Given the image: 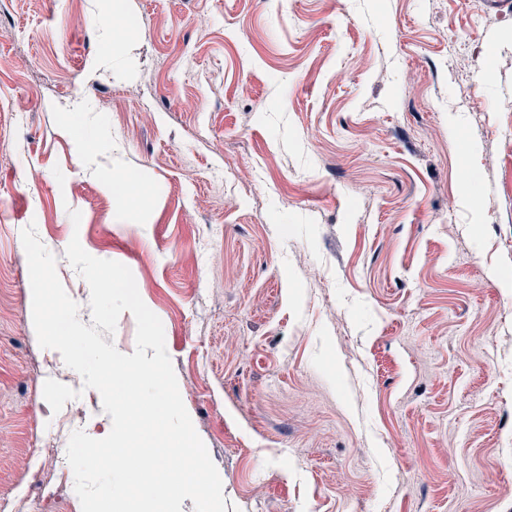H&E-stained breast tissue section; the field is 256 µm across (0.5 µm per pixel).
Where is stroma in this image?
Here are the masks:
<instances>
[{
	"instance_id": "obj_1",
	"label": "stroma",
	"mask_w": 512,
	"mask_h": 512,
	"mask_svg": "<svg viewBox=\"0 0 512 512\" xmlns=\"http://www.w3.org/2000/svg\"><path fill=\"white\" fill-rule=\"evenodd\" d=\"M122 5L116 54L90 0H0V512H82L31 475L112 426L55 427L31 224L82 323L71 238L131 270L226 512H512V9Z\"/></svg>"
}]
</instances>
